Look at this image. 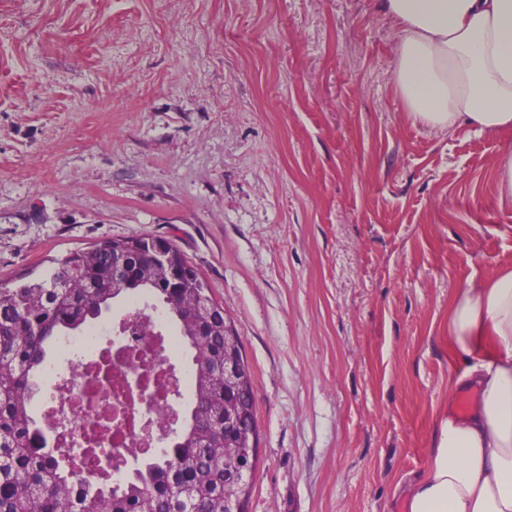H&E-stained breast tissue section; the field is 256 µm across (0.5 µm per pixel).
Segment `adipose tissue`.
<instances>
[{
	"instance_id": "adipose-tissue-1",
	"label": "adipose tissue",
	"mask_w": 512,
	"mask_h": 512,
	"mask_svg": "<svg viewBox=\"0 0 512 512\" xmlns=\"http://www.w3.org/2000/svg\"><path fill=\"white\" fill-rule=\"evenodd\" d=\"M395 23L394 91L423 127L512 132V0H380ZM448 351L467 358L409 512H512V273L456 289Z\"/></svg>"
}]
</instances>
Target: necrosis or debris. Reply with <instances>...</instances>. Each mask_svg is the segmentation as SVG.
<instances>
[{"label":"necrosis or debris","instance_id":"4bbe7bcc","mask_svg":"<svg viewBox=\"0 0 512 512\" xmlns=\"http://www.w3.org/2000/svg\"><path fill=\"white\" fill-rule=\"evenodd\" d=\"M118 317V325L104 321L61 338L62 353L72 358L69 368L54 359L43 367L61 385L48 388L36 407L57 447L72 449L70 471L78 484L107 461L112 483H121L129 459L170 445L172 419L187 406V373L170 368L174 332L145 300L123 307Z\"/></svg>","mask_w":512,"mask_h":512}]
</instances>
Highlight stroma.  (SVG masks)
I'll return each mask as SVG.
<instances>
[{
    "label": "stroma",
    "mask_w": 512,
    "mask_h": 512,
    "mask_svg": "<svg viewBox=\"0 0 512 512\" xmlns=\"http://www.w3.org/2000/svg\"><path fill=\"white\" fill-rule=\"evenodd\" d=\"M379 0H0V281L171 239L240 334L247 512H408L448 303L512 271V133L415 124ZM497 190L502 200L512 201V146L502 150L495 164Z\"/></svg>",
    "instance_id": "1"
}]
</instances>
